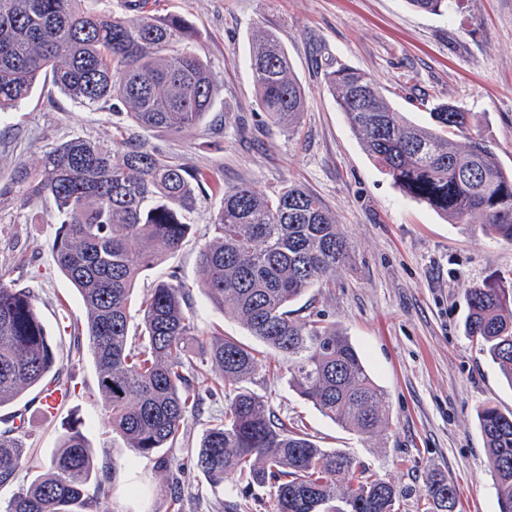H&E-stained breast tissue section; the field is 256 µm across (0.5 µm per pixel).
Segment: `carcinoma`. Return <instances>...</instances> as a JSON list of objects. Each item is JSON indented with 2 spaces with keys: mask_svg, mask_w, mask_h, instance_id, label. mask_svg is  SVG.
Returning a JSON list of instances; mask_svg holds the SVG:
<instances>
[{
  "mask_svg": "<svg viewBox=\"0 0 512 512\" xmlns=\"http://www.w3.org/2000/svg\"><path fill=\"white\" fill-rule=\"evenodd\" d=\"M406 2L436 15L453 8V0ZM136 13L122 20L97 0H0V112L17 108L48 76L61 93L87 105L120 103L146 130L199 125L213 107L216 75L190 48L183 19ZM250 67L260 110L272 124L294 130L303 91L272 35L257 37ZM328 82L363 149L394 185L448 223L479 224L512 244V170L492 142L473 133L474 113L437 103L427 107L430 124L418 127L367 74L337 64ZM208 182L143 143L116 156L109 145L80 137L17 175L22 205L51 204L58 225L53 260L85 305L112 431L140 457L176 443L200 409L185 372L205 365L217 387L228 390L222 418L210 424L194 455L211 486L245 477L268 489L271 512H396L393 484L345 452L319 447L302 425L279 417L243 386L262 365V352L222 333L201 334L176 271L147 291L139 323L132 324L136 281L181 249L193 229L187 217ZM211 228L199 251L201 293L281 355L300 397L343 428L376 433L388 421V404L359 352L336 326L290 309L348 258V243L323 200L293 184L273 196L248 184L229 186ZM465 298L466 333L512 385V277L470 287ZM56 364L30 289L0 276V408L40 386ZM479 424L499 512H512V412L485 406ZM29 463L33 453L15 428L1 430L0 487ZM110 492L84 435L72 427L47 471L12 497L8 512H89ZM426 496L427 512L457 510L456 489L443 479L431 482Z\"/></svg>",
  "mask_w": 512,
  "mask_h": 512,
  "instance_id": "1",
  "label": "carcinoma"
}]
</instances>
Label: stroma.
Masks as SVG:
<instances>
[{
	"label": "stroma",
	"mask_w": 512,
	"mask_h": 512,
	"mask_svg": "<svg viewBox=\"0 0 512 512\" xmlns=\"http://www.w3.org/2000/svg\"><path fill=\"white\" fill-rule=\"evenodd\" d=\"M160 16L185 18L196 54L216 74L219 92L199 126L147 132L126 114L88 106L38 80L32 96L0 112V275L31 288L57 344L55 377L70 391L49 417L42 395L27 391L0 416L13 417L27 447L48 463L60 436L80 425L98 474L115 478L97 512H270L265 490L231 478L212 487L194 464L193 448L223 394L195 382L202 404L183 438L163 457H133L108 423L84 336L86 310L52 259L56 227L44 206H21L14 177L44 153L82 137L115 150L137 143L209 175L211 186L188 220L192 235L174 259L143 273L144 291L170 271L193 289L190 310L203 333L223 331L242 342V324L197 291L198 255L224 187L249 184L272 194L295 183L320 196L336 215L350 251L327 285L296 302L300 316L336 324L361 353L385 392L389 420L372 436L342 428L298 396L275 354L247 386L277 414L302 418L314 442L363 462L403 496L398 512H426V487L436 477L456 488L458 512H498L492 468L477 422L491 405L512 411V386L466 335V288L512 271V244L477 224H451L406 197L364 151L325 78L331 60L367 73L410 122L429 121L424 102H445L476 113L505 166L512 167V0H457L444 15L421 12L405 0H149ZM285 48L305 95L295 132L271 124L258 108L250 69L256 36ZM277 366L278 374L267 371Z\"/></svg>",
	"instance_id": "obj_1"
}]
</instances>
